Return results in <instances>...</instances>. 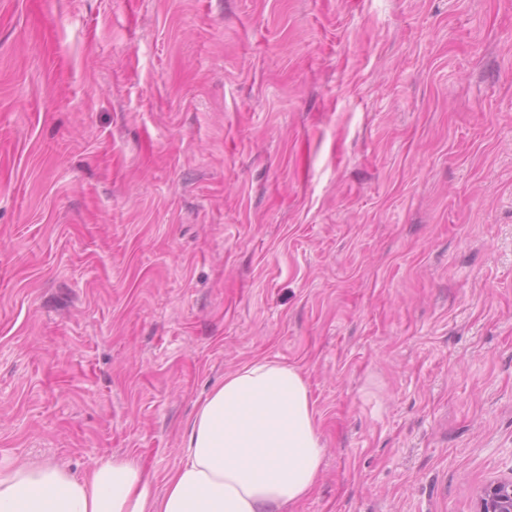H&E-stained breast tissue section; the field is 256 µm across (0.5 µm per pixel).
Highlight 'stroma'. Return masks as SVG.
<instances>
[{
  "label": "stroma",
  "mask_w": 512,
  "mask_h": 512,
  "mask_svg": "<svg viewBox=\"0 0 512 512\" xmlns=\"http://www.w3.org/2000/svg\"><path fill=\"white\" fill-rule=\"evenodd\" d=\"M256 358L297 512L512 469V0H0V457L162 488Z\"/></svg>",
  "instance_id": "obj_1"
}]
</instances>
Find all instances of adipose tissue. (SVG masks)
Returning <instances> with one entry per match:
<instances>
[{
  "instance_id": "obj_1",
  "label": "adipose tissue",
  "mask_w": 512,
  "mask_h": 512,
  "mask_svg": "<svg viewBox=\"0 0 512 512\" xmlns=\"http://www.w3.org/2000/svg\"><path fill=\"white\" fill-rule=\"evenodd\" d=\"M324 450L303 372L259 358L202 401L162 490L132 456L80 477L60 464L0 459V512H295L318 483Z\"/></svg>"
}]
</instances>
